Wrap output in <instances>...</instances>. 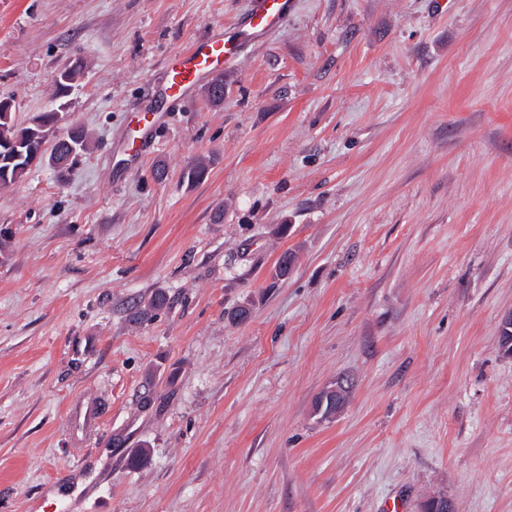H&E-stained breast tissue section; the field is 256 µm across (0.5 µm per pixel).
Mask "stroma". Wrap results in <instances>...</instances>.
<instances>
[{
  "mask_svg": "<svg viewBox=\"0 0 512 512\" xmlns=\"http://www.w3.org/2000/svg\"><path fill=\"white\" fill-rule=\"evenodd\" d=\"M249 7L0 0L16 122L79 58L92 140L0 187V512H512V0H293L126 170L168 58Z\"/></svg>",
  "mask_w": 512,
  "mask_h": 512,
  "instance_id": "stroma-1",
  "label": "stroma"
}]
</instances>
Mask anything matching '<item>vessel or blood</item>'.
<instances>
[{
    "label": "vessel or blood",
    "mask_w": 512,
    "mask_h": 512,
    "mask_svg": "<svg viewBox=\"0 0 512 512\" xmlns=\"http://www.w3.org/2000/svg\"><path fill=\"white\" fill-rule=\"evenodd\" d=\"M291 8V0H251L249 11L233 27L216 30L171 57L158 91L157 107L138 116L137 135L126 145L128 168L138 166L147 138L161 125L163 103L184 99L219 72L233 67L246 45L264 40L283 25Z\"/></svg>",
    "instance_id": "b4317fda"
}]
</instances>
